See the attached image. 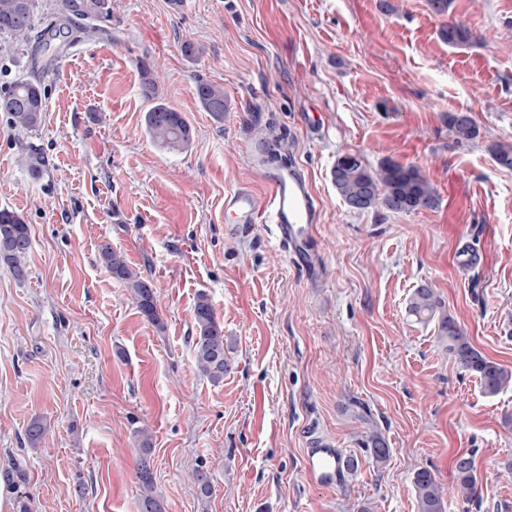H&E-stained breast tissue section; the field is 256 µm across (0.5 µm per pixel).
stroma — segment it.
Returning a JSON list of instances; mask_svg holds the SVG:
<instances>
[{
  "label": "stroma",
  "instance_id": "35a3bbf8",
  "mask_svg": "<svg viewBox=\"0 0 512 512\" xmlns=\"http://www.w3.org/2000/svg\"><path fill=\"white\" fill-rule=\"evenodd\" d=\"M390 2L112 0L109 35L42 77L40 128L0 112V209L31 231L25 279L0 263V476L26 469L31 512H137L145 459L165 512H417L415 471L455 488L463 453L479 499L452 495L446 512H512V384L485 395L407 313L432 283L472 344L512 371V170L487 150L512 142V0H452L444 19L427 0ZM447 19L468 43L441 38ZM31 51L13 40L0 52V92L31 78ZM143 63L191 124L184 152L146 132ZM199 77L223 86V122L201 108ZM460 110L478 128L464 143L448 127ZM262 135L319 204L317 276L269 225L235 231L224 213L229 192L268 190L242 146ZM32 148L47 160L37 177L22 163ZM345 153L419 167L437 206L350 210L331 181ZM104 243L156 287L164 330L106 270ZM202 293L224 327L218 383L194 358ZM37 416L48 432L33 448ZM374 429L389 443L381 464L358 443ZM315 438L358 463L336 487L305 478ZM200 467L206 497L190 479Z\"/></svg>",
  "mask_w": 512,
  "mask_h": 512
}]
</instances>
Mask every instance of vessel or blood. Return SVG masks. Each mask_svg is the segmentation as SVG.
Returning a JSON list of instances; mask_svg holds the SVG:
<instances>
[{"instance_id": "obj_1", "label": "vessel or blood", "mask_w": 512, "mask_h": 512, "mask_svg": "<svg viewBox=\"0 0 512 512\" xmlns=\"http://www.w3.org/2000/svg\"><path fill=\"white\" fill-rule=\"evenodd\" d=\"M269 191L259 197L241 188L227 195L224 210L234 226L268 224L279 246L295 265L310 269L315 252L320 210L309 183L295 170L279 167L267 174ZM305 477L311 484L331 488L347 472L344 454L330 443L315 440L304 459Z\"/></svg>"}]
</instances>
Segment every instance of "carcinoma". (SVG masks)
Returning a JSON list of instances; mask_svg holds the SVG:
<instances>
[{
	"label": "carcinoma",
	"instance_id": "1",
	"mask_svg": "<svg viewBox=\"0 0 512 512\" xmlns=\"http://www.w3.org/2000/svg\"><path fill=\"white\" fill-rule=\"evenodd\" d=\"M36 10V0H0V36L27 35L35 27ZM110 18L112 0H56L54 20L42 29L31 54L34 71L43 73L49 70L64 49L76 42L100 36L105 32L100 23ZM440 35L450 45L465 43L470 38L468 30L458 22H450L442 27ZM140 77L142 94L151 102L145 113L146 132L155 144L169 152L185 150L193 138L190 123L182 113L156 98V76L150 66L141 65ZM194 94L201 107L216 121L224 120L227 102L222 86L198 78ZM45 111V94L37 80L16 81L0 95V112L8 114L10 124L15 128L34 130L40 127ZM448 125L458 142L473 140L478 135L473 118L467 111L449 113ZM489 150L500 168L512 170V143L499 141L492 144ZM333 170L343 174V182L337 193L346 204L366 189L373 196L368 208L380 207L397 214L432 208L437 202L431 181L413 165L387 159L378 168H369L361 156L346 153L336 158ZM30 247V229L24 218L14 211L0 209V262L9 265L19 279L26 275L22 260ZM100 258L112 277L128 286L140 313L154 323L159 322L154 285L133 273L123 255L112 250L110 245H101ZM408 313L418 322L435 324L438 342L465 371L480 380L485 394L495 395L512 381V373L472 345L465 330L444 309L431 284L421 285L414 291L409 300ZM193 319L196 326L194 351L197 368L211 381L218 382L223 379L227 368L224 329L207 295L198 296ZM45 433L46 426L38 418L32 419L25 430L26 438L33 446L42 441ZM361 444L370 449L376 462L387 461L390 450L382 434L373 432ZM455 471L457 492L465 501L475 499L477 476L473 459L460 455L455 463ZM140 481L142 494L139 512H163L162 502L154 493L153 474L145 461L141 463ZM9 482L17 493L19 512H29L28 504L22 500L21 488L26 482V474L20 466H14ZM413 484L418 512H445L441 486L431 470H417Z\"/></svg>",
	"mask_w": 512,
	"mask_h": 512
}]
</instances>
